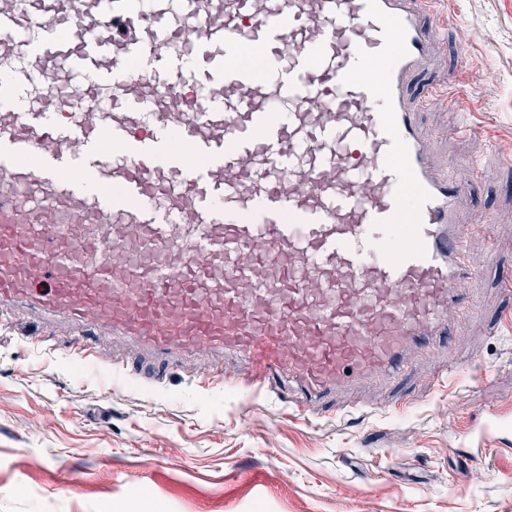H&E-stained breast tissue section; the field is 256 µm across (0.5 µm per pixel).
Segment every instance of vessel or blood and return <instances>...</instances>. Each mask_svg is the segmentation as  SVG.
Masks as SVG:
<instances>
[{
  "label": "vessel or blood",
  "instance_id": "vessel-or-blood-1",
  "mask_svg": "<svg viewBox=\"0 0 512 512\" xmlns=\"http://www.w3.org/2000/svg\"><path fill=\"white\" fill-rule=\"evenodd\" d=\"M429 0H0V309L200 388L335 415L451 352L478 304L462 184L411 79Z\"/></svg>",
  "mask_w": 512,
  "mask_h": 512
}]
</instances>
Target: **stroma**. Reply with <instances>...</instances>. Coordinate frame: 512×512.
<instances>
[{
	"mask_svg": "<svg viewBox=\"0 0 512 512\" xmlns=\"http://www.w3.org/2000/svg\"><path fill=\"white\" fill-rule=\"evenodd\" d=\"M435 64L416 75L431 163L475 159L464 221L491 219L469 244L479 313L444 356L415 361L402 389L369 388L337 403L349 414L307 422L262 400L196 391L193 358L163 387L111 380L126 342L103 341L100 366L63 354L67 338L26 346L27 322L0 314V512H512V444L470 427L512 421V0H432L423 18ZM459 82L464 111L448 102ZM483 460L464 462L472 447Z\"/></svg>",
	"mask_w": 512,
	"mask_h": 512,
	"instance_id": "35a3bbf8",
	"label": "stroma"
}]
</instances>
